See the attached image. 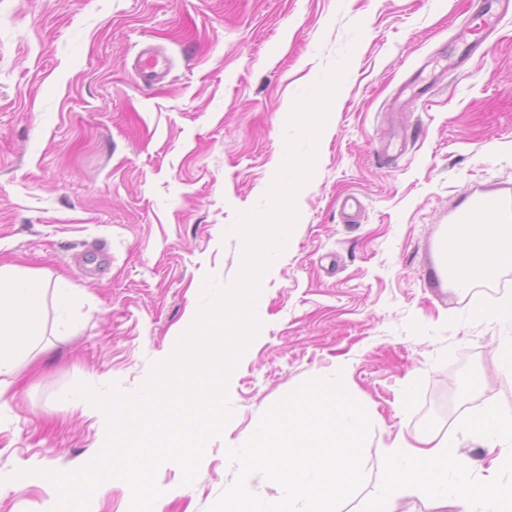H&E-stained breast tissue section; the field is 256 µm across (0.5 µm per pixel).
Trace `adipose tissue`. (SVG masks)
Segmentation results:
<instances>
[{"instance_id": "adipose-tissue-1", "label": "adipose tissue", "mask_w": 512, "mask_h": 512, "mask_svg": "<svg viewBox=\"0 0 512 512\" xmlns=\"http://www.w3.org/2000/svg\"><path fill=\"white\" fill-rule=\"evenodd\" d=\"M445 270L459 291H467L499 268L512 266L511 224L452 225L445 246ZM43 289L33 276L0 267V372L25 359L45 333ZM463 436L487 443H512V416L493 407L472 411ZM384 484L363 504L361 512H397L402 496L428 493L440 499L482 504V512H512V484L474 483L458 445L445 437L420 435L415 441L397 437Z\"/></svg>"}]
</instances>
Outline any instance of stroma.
<instances>
[{"instance_id":"obj_1","label":"stroma","mask_w":512,"mask_h":512,"mask_svg":"<svg viewBox=\"0 0 512 512\" xmlns=\"http://www.w3.org/2000/svg\"><path fill=\"white\" fill-rule=\"evenodd\" d=\"M470 0H0V265L46 290L47 332L0 374V512H49L46 470L90 462L107 419L77 384L137 391L200 307L206 279L242 266L239 213L286 156L283 120L347 68L296 194V227L263 275L261 327L228 380L233 415L192 483L163 464L161 512H206L236 475L226 457L275 402L335 376L369 408L360 512L396 434L455 437L487 403L512 415L478 309L512 294V266L459 292L448 224L471 196L512 189V18L462 60ZM148 46L170 59L144 84ZM361 210L349 222L347 196ZM73 288L59 307L54 291ZM483 374L479 390L460 386Z\"/></svg>"}]
</instances>
